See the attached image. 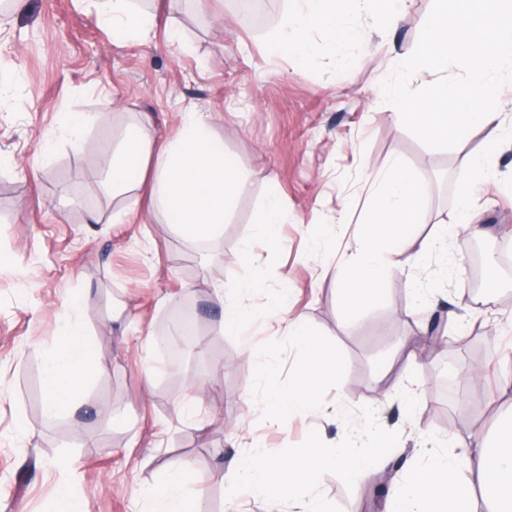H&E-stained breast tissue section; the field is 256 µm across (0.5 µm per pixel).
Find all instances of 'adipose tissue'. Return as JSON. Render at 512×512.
<instances>
[{
    "label": "adipose tissue",
    "mask_w": 512,
    "mask_h": 512,
    "mask_svg": "<svg viewBox=\"0 0 512 512\" xmlns=\"http://www.w3.org/2000/svg\"><path fill=\"white\" fill-rule=\"evenodd\" d=\"M298 14H284L270 40L276 53L288 51V29L301 17L311 18L326 44L334 49L357 39L347 25L348 13L381 14L385 26L398 23L394 12L383 9L385 0H295ZM98 18L123 42L145 40L156 19L135 8L132 0H92ZM149 115H141L108 160L106 187L113 195L149 194L150 206L178 234L209 241L221 236L234 201L244 188L239 168L224 155L205 114L184 113L175 133L159 142L148 131ZM103 363L94 342L79 328L48 359L44 387L45 411L54 417L79 402L84 383L101 372ZM376 451L354 450L344 442L329 448H306L288 457L247 454L234 464L232 494L259 496L276 503L300 500L302 512H326L313 489L320 474L335 470L344 476L361 471ZM466 473L446 459H436L415 470L393 489V512H476L472 486L480 484L489 512H512V418L501 424L494 443H477L466 458ZM194 483L190 464L168 467L161 483L148 489L153 512H194L188 489Z\"/></svg>",
    "instance_id": "adipose-tissue-1"
}]
</instances>
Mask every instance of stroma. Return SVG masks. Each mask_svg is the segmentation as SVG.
Here are the masks:
<instances>
[{
	"mask_svg": "<svg viewBox=\"0 0 512 512\" xmlns=\"http://www.w3.org/2000/svg\"><path fill=\"white\" fill-rule=\"evenodd\" d=\"M135 4L157 16L142 44L113 41L88 0H27L25 10L0 14V77L13 87L0 108V154L13 160L0 170V512H53L63 489L86 512H135L133 489L158 483L177 460L196 473L197 512H299L292 501L232 498L214 474L254 444L271 457L339 436L357 448L374 428L392 444L373 467L350 477L324 471L318 490L331 512H390L392 482L423 462L424 449L445 451L452 436H491L501 410L512 406L496 379L512 359V273L503 272L482 307L466 304L470 242L450 239L456 280L435 292L429 314L414 306L405 275L395 272L382 307L345 321L330 273L355 244L371 174L401 159L430 184L409 244L415 250L438 223L453 222L463 159L481 149L480 132L450 150L426 147L399 127L381 95L382 80L413 52L432 0H409L393 30L350 15L362 37L340 58L315 26L301 23L288 55L270 50L294 0H271L270 19L259 27L225 11L224 0ZM107 96L112 113L103 125L97 115ZM189 108L211 115L226 158L245 176L222 237L175 234L149 216L145 201L113 223L102 185L107 149L136 113L152 114L161 139ZM65 112L86 118L80 149L58 134ZM48 135L54 149L38 158ZM491 167L475 202L489 260L499 241L512 242L511 142ZM268 190L288 221L278 230L279 259L259 243L256 263L273 264L293 315L332 339L347 361L321 411L284 430L263 419L252 390L256 348L277 339L276 323L259 318L248 339L232 338L214 296L244 273L241 248ZM77 293L84 300L74 310ZM182 304L192 308L199 340L173 373L159 347L166 319ZM74 323L94 339L105 369L86 382L78 406L50 418L46 360ZM435 325L451 343L420 355L407 372L393 371L403 341ZM476 343L486 353L478 381L458 369ZM200 372L211 375L209 385L189 384ZM190 398L195 420L173 410Z\"/></svg>",
	"mask_w": 512,
	"mask_h": 512,
	"instance_id": "obj_1",
	"label": "stroma"
}]
</instances>
